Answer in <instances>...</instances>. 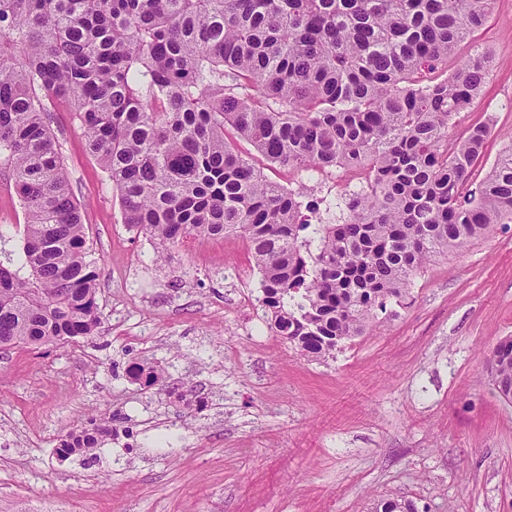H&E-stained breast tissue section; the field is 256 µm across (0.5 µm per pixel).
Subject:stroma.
Wrapping results in <instances>:
<instances>
[{"instance_id":"stroma-1","label":"stroma","mask_w":512,"mask_h":512,"mask_svg":"<svg viewBox=\"0 0 512 512\" xmlns=\"http://www.w3.org/2000/svg\"><path fill=\"white\" fill-rule=\"evenodd\" d=\"M487 50L484 92L448 130L488 126L477 180L512 144V0H492L448 68ZM53 128L100 259L101 325L0 351V512H372L393 498L420 512H512V403L489 363L512 337V223L428 264L394 314L314 360L270 329L241 238L160 251L123 224L72 113ZM237 148L312 197L321 179L355 180ZM135 363L162 367V381L140 385ZM90 418L116 436L59 459L60 439Z\"/></svg>"}]
</instances>
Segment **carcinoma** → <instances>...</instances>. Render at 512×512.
<instances>
[{"label":"carcinoma","instance_id":"carcinoma-1","mask_svg":"<svg viewBox=\"0 0 512 512\" xmlns=\"http://www.w3.org/2000/svg\"><path fill=\"white\" fill-rule=\"evenodd\" d=\"M490 0H0V176L25 209L0 263V350L97 334L98 262L52 127L80 121L122 222L164 248L235 233L270 329L326 358L401 304L431 261L512 221V146L473 189L486 127L448 146L479 96L484 53L445 64ZM296 169L355 167L346 218L266 179L234 145ZM512 386V338L493 351ZM151 387L163 370L138 365ZM95 420L56 449L88 453ZM376 512H415L383 499Z\"/></svg>","mask_w":512,"mask_h":512}]
</instances>
